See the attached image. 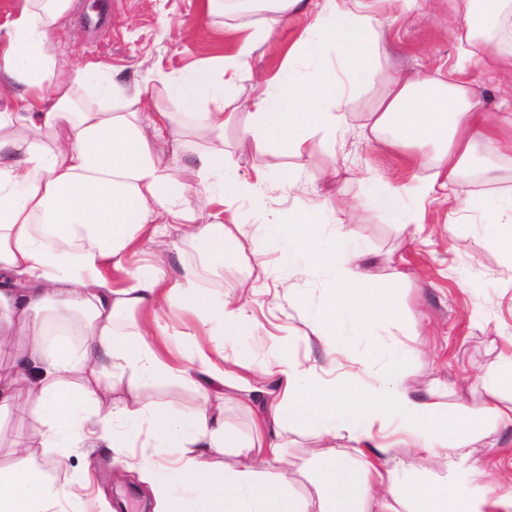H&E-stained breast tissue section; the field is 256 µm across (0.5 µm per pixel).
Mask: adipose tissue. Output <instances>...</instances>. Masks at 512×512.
Masks as SVG:
<instances>
[{"label": "adipose tissue", "mask_w": 512, "mask_h": 512, "mask_svg": "<svg viewBox=\"0 0 512 512\" xmlns=\"http://www.w3.org/2000/svg\"><path fill=\"white\" fill-rule=\"evenodd\" d=\"M72 0H22L8 29L0 34V75L24 86L15 111H0V413L25 402L32 428L16 442L15 463L0 468V512H68L83 506L91 475L59 485L35 462L46 449L90 459L110 449L125 461L130 448L154 449L157 457L176 449L170 478L157 457L140 462L142 478L155 499V512H512V493H462L455 469L432 474V487L415 483L406 469L378 465L362 449L372 441L378 454L419 448L429 457L474 461L483 440L498 425H512V407L493 406L483 420L461 419L460 403H447L440 390L418 392L405 383L402 351L360 392L346 376L328 379L302 367L287 343H277L260 369L262 385L245 372L249 355L224 367V346L249 329L246 304L217 299L198 288L196 273L172 278L160 267L129 271V255L159 225L180 224L187 238L221 247H239L237 221L200 223L184 208L196 182L206 204L233 208L267 183L259 169L239 178L230 162L225 133L239 126L241 139H260L280 154L306 152L312 134L335 141L348 123L344 106L362 87L384 88L361 126L385 148L414 151L438 144L426 176L416 178L418 200H443L448 226L467 223L479 207L489 240L512 259V190L486 194L480 203L459 196L456 184L480 174L483 182L505 179L512 161V118L489 119L480 111L462 66L432 75L392 77L383 68L387 28L372 0H324L302 37L288 49L284 71L252 104L249 120L211 110L221 95H239L241 72L270 29L252 30L233 56L224 77L192 70L177 78L174 111H193L207 144L184 172L156 162L132 115L103 112L81 104L78 88L86 76L54 74L50 34ZM211 12L264 13L282 18L302 12L305 0H206ZM460 17L454 33L469 46L470 62L490 61L512 72V0H456ZM49 129L57 139L42 144ZM497 157L477 167L479 153ZM317 205L288 213L284 224L263 228L288 241L335 275L323 298L318 330L342 337L347 330L374 331L386 324V300L369 302L371 276L366 254L349 247L345 228L333 238L314 235ZM125 274L124 282L112 272ZM182 299L195 323L185 335L190 352L172 353L174 335L164 309ZM27 343L11 348L14 333ZM81 338L72 349L69 335ZM111 383H104L106 371ZM146 379H173L195 389L201 405L188 413L139 398ZM253 412L245 437L224 419L226 404ZM294 425L319 439L346 438L332 455L314 453V496L295 491L280 431ZM399 428L403 437L389 441ZM233 449L242 465L216 469L214 455Z\"/></svg>", "instance_id": "obj_1"}]
</instances>
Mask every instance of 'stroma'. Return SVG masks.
I'll list each match as a JSON object with an SVG mask.
<instances>
[{
	"instance_id": "35a3bbf8",
	"label": "stroma",
	"mask_w": 512,
	"mask_h": 512,
	"mask_svg": "<svg viewBox=\"0 0 512 512\" xmlns=\"http://www.w3.org/2000/svg\"><path fill=\"white\" fill-rule=\"evenodd\" d=\"M379 17L390 31L384 66L391 75L450 66L462 54L452 34L453 0H416L410 7L401 2ZM268 24L274 27L273 35L243 69L241 95L226 106L243 123L251 99L262 90L258 77L269 78L279 71L288 45L307 24L305 15L275 23L266 14L211 13L205 0H73L50 39L70 68L89 62L106 66L128 93L127 98L104 101L89 83L80 92L83 103L127 112L132 98L141 95L148 99L151 111L170 112L174 109L172 78L195 67L221 75L225 56L235 52L253 27ZM469 79L482 111L489 115H497L503 98L512 95V75L473 70ZM378 94L374 88L349 102V128L335 147L316 135L308 143L307 154L283 157L274 155L267 144L249 139L237 143L232 164L246 179L259 165L295 166L309 199L323 207L320 231L324 234L334 231L336 217L351 206L366 205L350 231L368 251L374 288L386 290L393 307L385 330L351 337L345 348L331 337L314 333L313 318L330 273L305 262L287 243L261 238L259 225L286 221L289 210L297 205L293 191L275 179L263 189L262 208L243 205L241 242L246 254L226 259L222 270L212 268L209 246L186 240L178 224L167 225L155 241L143 243L129 265H161L174 276L183 268H194L199 287L247 301L255 322L242 337L243 345L265 353L276 342L287 340L301 365L315 367L325 377L347 371L356 374L357 386L368 385L374 380V368L385 363L388 350L401 347L407 351L403 372L413 389L423 392L447 385L454 400L468 406L475 417L483 416L493 404L512 406V390L492 393L482 382L485 373L512 360V260L486 238L479 216L451 233L444 224V207L434 203L425 207L422 229L416 233L388 223L384 214L369 208L368 175L383 172L390 185L398 188L414 183L406 156L381 152L359 130L361 113L370 109ZM140 128L160 163L174 169L191 165L194 150L207 142L205 133L190 122L178 138L157 135L146 118ZM255 248L260 258H253ZM257 260L263 262L265 272L256 290L244 293L240 283ZM284 279L290 291L280 288ZM479 458V475H472L468 465L458 466L462 492L477 486L493 494L512 489V426L491 432ZM95 463L103 512H154L149 490L138 477L114 465L111 451L97 449Z\"/></svg>"
}]
</instances>
